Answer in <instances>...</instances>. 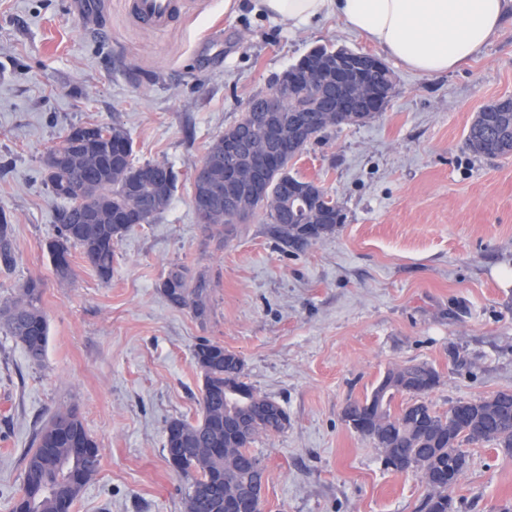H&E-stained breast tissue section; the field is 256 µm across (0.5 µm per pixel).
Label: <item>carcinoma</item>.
I'll return each mask as SVG.
<instances>
[{"label": "carcinoma", "mask_w": 512, "mask_h": 512, "mask_svg": "<svg viewBox=\"0 0 512 512\" xmlns=\"http://www.w3.org/2000/svg\"><path fill=\"white\" fill-rule=\"evenodd\" d=\"M356 55L346 48L315 46L291 68H311L320 63L326 77L336 89L343 70L337 62ZM353 79L358 87L393 85L392 71L382 65L376 73L356 70ZM499 100L484 104L468 127L466 149L475 157L492 159L512 155V112L499 111ZM333 106L317 86L308 95L298 94L288 100V119L308 116L313 120L312 139L331 127L344 124L336 115L326 122L322 111ZM307 142L294 144L279 166L267 173L270 192L280 194L284 187L294 189L303 200L294 224L278 223L277 215L267 212L264 234L282 251L300 252L311 246L306 227L322 222L335 230L342 221L341 209L326 190L313 180L293 174L290 162L298 158ZM134 146L125 128L92 124L73 126L43 160V174L52 193L64 202L58 212L56 234L47 249L57 277L70 280L72 250L78 249L85 262L107 281L112 276L116 247L133 225L116 224L112 217L134 212L143 224L153 223L168 207L177 188L178 173L165 163H156L159 183L141 177V168L151 162H134ZM201 177L193 179L192 206L197 222L211 237L225 244L237 231V225L224 222V214L203 215L199 206L202 179L224 181V136H217L198 165ZM17 261V249L6 215L0 211V267L8 271ZM159 290L177 309H186L204 325L210 317L211 282L203 273H194L183 265L174 266L161 281ZM0 328L24 350L36 365L45 356L49 326L42 306L40 281L28 279L18 286L15 295L0 301ZM194 359L203 378L201 416L189 423L174 418L169 430L175 431L165 441L167 448L183 452L170 458L179 474L194 473L198 484L216 491L209 510L201 507L198 496L186 493L185 512H223L224 498L234 497L248 475L239 467L256 437L269 433L261 412L278 408L283 422L288 415L275 400L256 391L244 381V362L224 346L202 339L195 346ZM440 385L439 373L426 363H411L388 370L363 400L349 402L344 416L350 418L355 432L364 437L381 436L378 449L400 448L403 452L443 474V479L427 490L424 512H453L448 488L454 487L463 473L453 464L464 455L465 443H489L512 457V412L489 413L486 405L471 406L470 420L448 430L454 405L440 414L428 403H406L397 413L390 403L398 395H428ZM23 489L13 512H69L83 487L95 476L100 463L99 449L83 422L71 410L59 411L34 434L22 457Z\"/></svg>", "instance_id": "1"}]
</instances>
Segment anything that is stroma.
Segmentation results:
<instances>
[{"label":"stroma","mask_w":512,"mask_h":512,"mask_svg":"<svg viewBox=\"0 0 512 512\" xmlns=\"http://www.w3.org/2000/svg\"><path fill=\"white\" fill-rule=\"evenodd\" d=\"M72 2L0 0V211L18 252L0 270V300L40 280L49 325L39 366L0 330V512H12L33 432L69 408L100 453L70 512H184L165 429L200 415L193 354L203 338L237 353L246 382L288 414L252 445L265 512H421L420 477L387 467L343 409L415 362L441 376L428 397L439 412L512 390V286L498 278L512 274V156L476 158L464 146L480 108L512 96V16L456 71L428 80L392 65L383 112L308 145L292 172L322 185L343 220L289 254L264 235L261 209L226 245L210 238L190 175L247 99L311 48L373 45L336 15L298 28L256 0H186L162 31L133 20L128 0L92 19ZM87 122L120 123L136 162L169 164L179 181L156 222L119 241L110 281L76 251L63 282L46 249L61 202L42 159ZM176 265L211 278L206 325L161 296ZM463 450L455 512H500L512 501V458L486 443Z\"/></svg>","instance_id":"obj_1"}]
</instances>
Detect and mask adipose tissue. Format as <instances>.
<instances>
[{"instance_id":"1","label":"adipose tissue","mask_w":512,"mask_h":512,"mask_svg":"<svg viewBox=\"0 0 512 512\" xmlns=\"http://www.w3.org/2000/svg\"><path fill=\"white\" fill-rule=\"evenodd\" d=\"M274 19L304 23L336 13L405 68L426 79L477 57L497 34L512 0H259Z\"/></svg>"}]
</instances>
